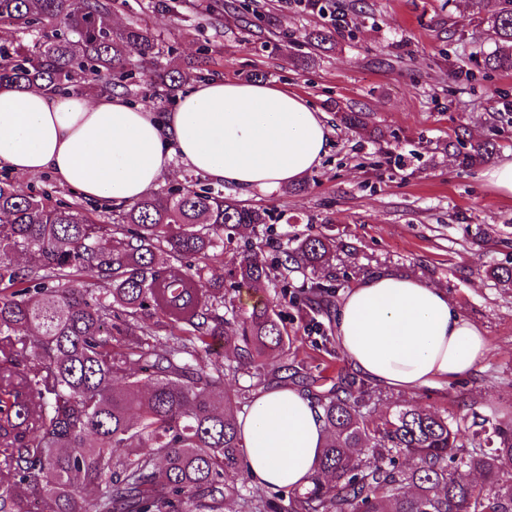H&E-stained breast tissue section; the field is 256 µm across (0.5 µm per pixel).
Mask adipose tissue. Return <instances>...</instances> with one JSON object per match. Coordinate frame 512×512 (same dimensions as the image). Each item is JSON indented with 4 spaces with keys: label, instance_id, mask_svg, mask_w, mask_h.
Wrapping results in <instances>:
<instances>
[{
    "label": "adipose tissue",
    "instance_id": "obj_1",
    "mask_svg": "<svg viewBox=\"0 0 512 512\" xmlns=\"http://www.w3.org/2000/svg\"><path fill=\"white\" fill-rule=\"evenodd\" d=\"M327 147L321 113L262 82L198 80L161 118L117 94L0 89V166L21 177L51 174L97 203L142 199L176 159L244 193L285 187L317 168ZM335 332L367 381L407 393L470 375L490 353L446 290L387 269L347 290ZM239 423L250 482L308 485L326 437L314 399L263 387Z\"/></svg>",
    "mask_w": 512,
    "mask_h": 512
}]
</instances>
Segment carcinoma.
Wrapping results in <instances>:
<instances>
[{
    "label": "carcinoma",
    "instance_id": "carcinoma-1",
    "mask_svg": "<svg viewBox=\"0 0 512 512\" xmlns=\"http://www.w3.org/2000/svg\"><path fill=\"white\" fill-rule=\"evenodd\" d=\"M116 2L0 0V27L21 34L0 44V86L114 92L136 71L157 98H175L190 74L162 64L161 35L113 26ZM487 27L483 69L511 73L512 0ZM333 41L330 30L309 35L315 51ZM340 119L368 131L361 112ZM454 148L472 169L494 145L458 137ZM0 213V512H38L47 500L51 512H223L228 500L241 512H512L511 420L409 403L375 419L364 411L374 392L353 382L316 398L327 439L309 487L270 497L246 488L237 405L248 389L227 390L221 363L196 368L191 358L222 337L251 376L288 350L268 305L224 335V283H204V263L224 255V240L268 224V209L184 188L93 218L77 200L23 194L1 176ZM336 249L332 236L309 234L278 265L314 273ZM84 275L97 293L74 286ZM270 275L248 254L228 270L237 283ZM489 276L512 289V264ZM332 294L314 281L304 291L308 304ZM159 327L182 344H151Z\"/></svg>",
    "mask_w": 512,
    "mask_h": 512
}]
</instances>
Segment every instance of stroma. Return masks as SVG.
<instances>
[{
  "instance_id": "1",
  "label": "stroma",
  "mask_w": 512,
  "mask_h": 512,
  "mask_svg": "<svg viewBox=\"0 0 512 512\" xmlns=\"http://www.w3.org/2000/svg\"><path fill=\"white\" fill-rule=\"evenodd\" d=\"M148 2L126 0L115 21L139 20L160 32L180 67L205 47L214 76L288 88L325 115L329 147L301 189L243 195L224 188L272 214L268 226L235 235L205 274L223 281L238 317L260 303L281 313L294 341L265 366L310 374L311 395L359 378L334 338L335 304L300 312L277 285L303 281L277 265L288 238L323 231L335 236L337 257L315 277L334 278L336 296L375 270L412 273L446 289L491 346L478 370L456 384L391 393L370 404L373 415L410 402L442 415L497 411L512 418V290L488 275L490 266L512 261V200L485 180L483 168L459 169L448 147L462 134L494 142L493 162L512 158V73L486 74L475 64L487 46L482 20L498 0L477 9L469 0H323L321 11L298 0H248L246 11L237 0H218L205 14L198 0H182L176 16ZM331 28L334 47L301 64L309 33ZM348 108L365 112L382 138L342 124L339 112ZM245 251L275 275L260 282L255 298L227 274Z\"/></svg>"
}]
</instances>
